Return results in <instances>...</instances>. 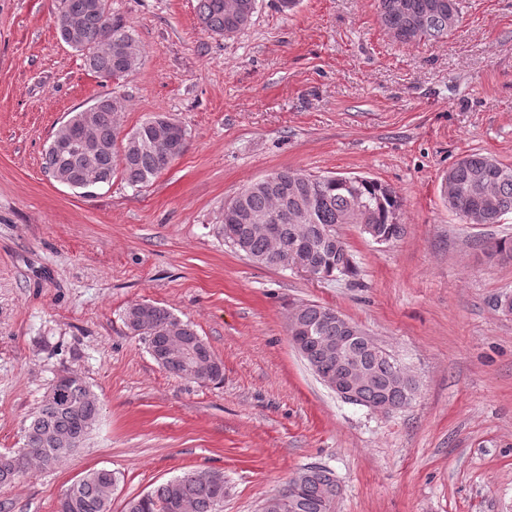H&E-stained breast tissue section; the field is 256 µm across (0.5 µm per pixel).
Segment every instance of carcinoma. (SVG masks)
<instances>
[{"mask_svg": "<svg viewBox=\"0 0 512 512\" xmlns=\"http://www.w3.org/2000/svg\"><path fill=\"white\" fill-rule=\"evenodd\" d=\"M380 19L397 39L404 43L422 39L437 40L451 32L459 18V0H378ZM225 0H197L202 27L212 33L231 36L243 30L255 12L256 0H235L233 9L224 8ZM79 26L84 41L71 45L80 52L87 67L99 77L121 80L135 70L142 50L127 56L128 42L135 41L123 19L112 15L109 0H62L57 26L65 36L64 25ZM112 29V45L99 47L94 37L103 25ZM93 109L94 123L85 130L87 137L108 145V150L88 156L75 147L62 155L49 145L45 152V170L59 177L62 184L86 193L107 184L115 174L132 187H143L153 181L177 159L185 146L167 143L166 130L175 120L155 114L125 133L118 122L122 107L114 99L98 100ZM278 179L267 183L256 180L224 205V224L229 230L224 242L256 264L267 266L299 248L298 255L309 263L316 278L327 279L357 275L352 254L342 239L336 237L338 224H370L378 236L396 241L405 233L400 222L403 201L390 188L365 177L321 176L288 168L276 171ZM448 209L466 224H498L512 214V165H505L480 152L459 159L448 171L441 185ZM303 227H298V224ZM253 224H276L275 238L255 234ZM488 258L498 262L512 261V240H501L487 248ZM301 321L313 336L334 341L343 335L342 325L327 318L329 306L317 302L295 306ZM159 328L176 316L166 307L149 301L131 304L125 312V324L135 333L141 319ZM181 337L192 348L205 343L194 326L181 322ZM211 359L207 377L200 384L219 383L224 367L208 349ZM356 356L368 374L362 397L369 404L389 401L401 409L412 401L416 384L409 380L403 388L391 387L396 361L384 349L356 344ZM101 405L95 392L80 378L65 377L58 398H45L29 417L23 448L0 453V487H6L25 476L32 467L53 468L71 458L55 439L76 435L88 440L83 429L85 419L100 417ZM300 482L291 490L287 482L278 495L285 499L282 512H334L328 505V488L336 484L331 470L309 466L296 473ZM120 482L112 469H93L66 490L59 501L61 512H109L112 491ZM228 484L224 472L204 469L174 477L152 490L129 499L125 512H178L183 502L193 512H221Z\"/></svg>", "mask_w": 512, "mask_h": 512, "instance_id": "obj_1", "label": "carcinoma"}]
</instances>
